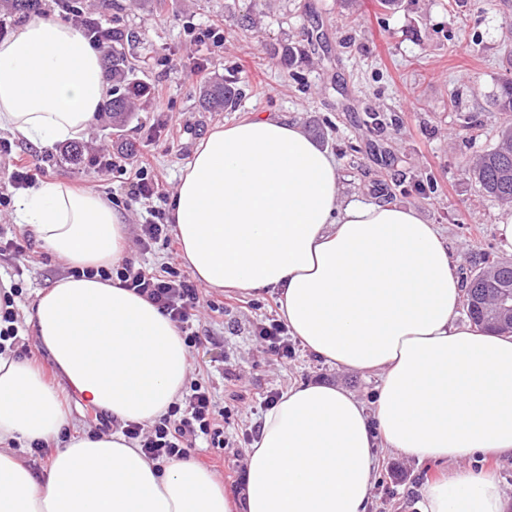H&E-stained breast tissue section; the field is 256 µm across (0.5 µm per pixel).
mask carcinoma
<instances>
[{
	"label": "carcinoma",
	"mask_w": 512,
	"mask_h": 512,
	"mask_svg": "<svg viewBox=\"0 0 512 512\" xmlns=\"http://www.w3.org/2000/svg\"><path fill=\"white\" fill-rule=\"evenodd\" d=\"M104 42L108 47L104 54L106 73L112 78V100L106 109L112 112V125L119 130L134 112L129 94L135 67L122 31L114 28L104 32ZM242 95L238 80L217 79L202 88L199 105L205 112L224 111L236 106ZM493 106L497 112H512V76L501 80ZM469 174L483 194L512 204V126L498 132L495 143L479 156ZM466 287V313L475 326L491 332L512 328L511 320L496 314L494 293L496 288L512 289V261L495 262L490 270L480 268L470 273Z\"/></svg>",
	"instance_id": "1"
}]
</instances>
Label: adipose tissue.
Masks as SVG:
<instances>
[{
	"instance_id": "1",
	"label": "adipose tissue",
	"mask_w": 512,
	"mask_h": 512,
	"mask_svg": "<svg viewBox=\"0 0 512 512\" xmlns=\"http://www.w3.org/2000/svg\"><path fill=\"white\" fill-rule=\"evenodd\" d=\"M109 96L100 51L70 24L31 17L0 39V130L42 147L86 134ZM14 220L86 270L121 262L127 220L99 192L47 183ZM180 255L209 288L280 291L291 336L347 371L379 376L373 406L327 384L288 390L245 460L244 500L194 463L148 459L121 431H69L41 368L0 349V512H368L377 445L451 465L423 512H502L469 467L512 456V336L460 326L464 289L437 225L414 208L340 201L337 163L296 124L254 114L212 130L170 202ZM55 373L85 407L154 424L181 396L176 324L118 281L65 276L29 314ZM60 440L44 475L12 453Z\"/></svg>"
}]
</instances>
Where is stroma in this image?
I'll return each instance as SVG.
<instances>
[{"mask_svg": "<svg viewBox=\"0 0 512 512\" xmlns=\"http://www.w3.org/2000/svg\"><path fill=\"white\" fill-rule=\"evenodd\" d=\"M105 26L135 38L140 98L123 133L99 112L78 144L80 164L65 162L59 145L13 142V159L40 168L43 182L91 184L127 219L125 253L138 266L183 268L163 243H139L150 211L166 209L198 143L215 127L260 112L300 126L338 163L348 201H386L416 209L437 225L455 273L490 260L512 261L500 225L512 206L480 193L465 167L494 142L512 116L494 111L493 95L512 63V0H85ZM224 34L220 46L199 51L195 34ZM301 49L292 65L280 51ZM240 79L245 96L232 112L198 107L204 80ZM108 149L117 166L98 171L90 159ZM160 180L165 200L128 195L126 180L141 163ZM31 259H0V282L19 281L15 300L19 356L48 366L27 315L39 291L67 276L68 266L39 243ZM207 307L194 328L201 343L189 352V378L205 384L224 413L226 447L198 441L189 459L227 478L258 435L267 391L303 382L341 386L372 402L378 377L325 363L304 347L288 361L269 359L256 323L279 318V293H226L204 288ZM223 314H216V307ZM447 465L383 450L369 512H422L423 487Z\"/></svg>", "mask_w": 512, "mask_h": 512, "instance_id": "35a3bbf8", "label": "stroma"}]
</instances>
